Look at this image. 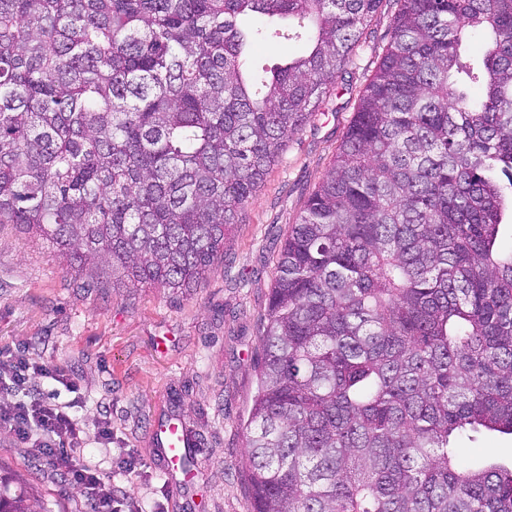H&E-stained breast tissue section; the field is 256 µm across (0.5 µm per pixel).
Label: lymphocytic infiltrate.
I'll list each match as a JSON object with an SVG mask.
<instances>
[{"label":"lymphocytic infiltrate","instance_id":"lymphocytic-infiltrate-1","mask_svg":"<svg viewBox=\"0 0 512 512\" xmlns=\"http://www.w3.org/2000/svg\"><path fill=\"white\" fill-rule=\"evenodd\" d=\"M53 393H46V386ZM76 392L66 369L46 367L37 358L0 349V392L13 394L14 403L0 410V426L17 443L77 489L92 512H116L115 505L133 503L131 492H117L99 466L84 462L85 429L73 412V402H59L58 390Z\"/></svg>","mask_w":512,"mask_h":512}]
</instances>
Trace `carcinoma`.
Here are the masks:
<instances>
[{
	"label": "carcinoma",
	"mask_w": 512,
	"mask_h": 512,
	"mask_svg": "<svg viewBox=\"0 0 512 512\" xmlns=\"http://www.w3.org/2000/svg\"><path fill=\"white\" fill-rule=\"evenodd\" d=\"M379 3L0 0V224L114 288L196 287ZM398 3L277 256L250 512H512V462L459 457L512 435V0ZM247 13L307 53L244 71ZM0 512L44 510L1 473Z\"/></svg>",
	"instance_id": "cac0c4a2"
}]
</instances>
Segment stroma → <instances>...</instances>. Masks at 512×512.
Segmentation results:
<instances>
[{"label":"stroma","mask_w":512,"mask_h":512,"mask_svg":"<svg viewBox=\"0 0 512 512\" xmlns=\"http://www.w3.org/2000/svg\"><path fill=\"white\" fill-rule=\"evenodd\" d=\"M397 8V0H381L334 91L290 138L198 287L93 288L46 243L0 224V346L68 369L83 395L76 414L88 434L86 460L133 491L142 512H249L241 421L256 391L275 259L350 126ZM104 411L112 424L107 448L95 439ZM167 418L200 444L190 469L169 474L159 467L155 437ZM0 467L42 496L47 512H85L78 493L1 428Z\"/></svg>","instance_id":"35a3bbf8"}]
</instances>
